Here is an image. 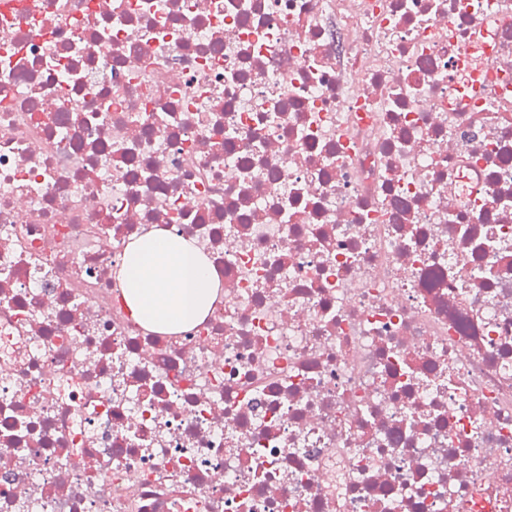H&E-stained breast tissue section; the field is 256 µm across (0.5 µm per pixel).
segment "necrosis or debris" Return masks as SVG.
Segmentation results:
<instances>
[{
  "mask_svg": "<svg viewBox=\"0 0 512 512\" xmlns=\"http://www.w3.org/2000/svg\"><path fill=\"white\" fill-rule=\"evenodd\" d=\"M0 512H512V0H0ZM119 276L132 317L167 333L201 321L220 288L206 256L164 230L128 244Z\"/></svg>",
  "mask_w": 512,
  "mask_h": 512,
  "instance_id": "1",
  "label": "necrosis or debris"
}]
</instances>
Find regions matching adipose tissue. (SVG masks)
<instances>
[{"mask_svg": "<svg viewBox=\"0 0 512 512\" xmlns=\"http://www.w3.org/2000/svg\"><path fill=\"white\" fill-rule=\"evenodd\" d=\"M119 276L133 318L167 333L202 320L219 287L206 256L164 230L129 243Z\"/></svg>", "mask_w": 512, "mask_h": 512, "instance_id": "ef3b65f1", "label": "adipose tissue"}]
</instances>
